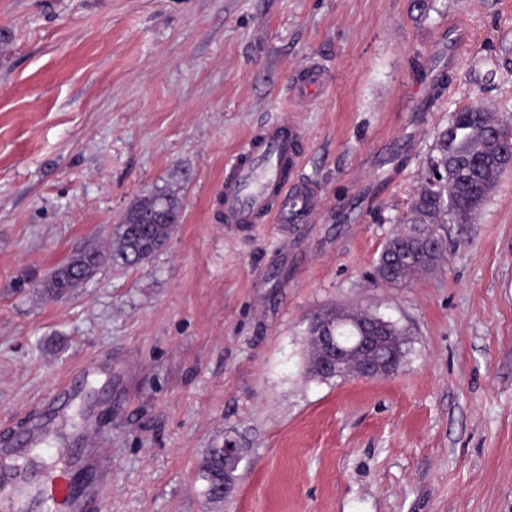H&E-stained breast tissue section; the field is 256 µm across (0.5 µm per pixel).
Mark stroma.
Wrapping results in <instances>:
<instances>
[{
	"instance_id": "obj_1",
	"label": "stroma",
	"mask_w": 512,
	"mask_h": 512,
	"mask_svg": "<svg viewBox=\"0 0 512 512\" xmlns=\"http://www.w3.org/2000/svg\"><path fill=\"white\" fill-rule=\"evenodd\" d=\"M0 0V441L112 450L101 512H512V170L434 270L373 279L438 128L473 103L512 133V0ZM292 113L314 223L224 224V162ZM174 191L166 249L38 287ZM408 342L387 378L307 372L317 317ZM236 439L224 497L198 472ZM325 82V70L317 63H310L290 85L289 98L296 104H306L312 93L322 87Z\"/></svg>"
}]
</instances>
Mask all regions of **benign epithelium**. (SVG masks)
Instances as JSON below:
<instances>
[{
	"mask_svg": "<svg viewBox=\"0 0 512 512\" xmlns=\"http://www.w3.org/2000/svg\"><path fill=\"white\" fill-rule=\"evenodd\" d=\"M358 318L359 335L345 343L334 336V328L343 312L319 317L307 337L309 369L313 376L329 378L373 379L392 374L396 350L404 343L402 336H386L388 323L363 310L353 311ZM242 449L236 441L224 437V484H229L241 460Z\"/></svg>",
	"mask_w": 512,
	"mask_h": 512,
	"instance_id": "obj_1",
	"label": "benign epithelium"
}]
</instances>
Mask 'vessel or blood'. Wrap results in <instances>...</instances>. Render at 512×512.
<instances>
[{
  "mask_svg": "<svg viewBox=\"0 0 512 512\" xmlns=\"http://www.w3.org/2000/svg\"><path fill=\"white\" fill-rule=\"evenodd\" d=\"M325 82L317 63L306 66L288 89L298 105L307 103ZM303 133L292 120L269 124L249 137L224 163L221 193L223 220L229 225L312 223L322 208L318 189L297 178L302 159ZM43 423H35L11 441L0 445V512H25L31 489L32 456L50 463L49 449L31 452L28 442L41 438ZM72 465L44 488L46 498H63L69 512H97L102 478L112 461V451L95 434H88L84 449L72 454Z\"/></svg>",
  "mask_w": 512,
  "mask_h": 512,
  "instance_id": "1",
  "label": "vessel or blood"
}]
</instances>
